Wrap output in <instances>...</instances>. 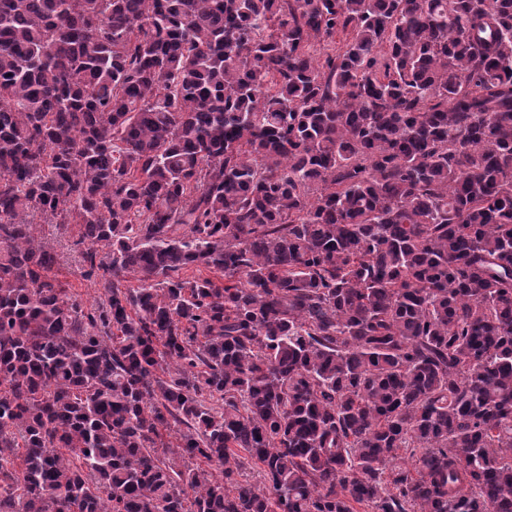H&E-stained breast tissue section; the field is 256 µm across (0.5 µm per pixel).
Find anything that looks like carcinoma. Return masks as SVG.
Listing matches in <instances>:
<instances>
[{
  "label": "carcinoma",
  "mask_w": 512,
  "mask_h": 512,
  "mask_svg": "<svg viewBox=\"0 0 512 512\" xmlns=\"http://www.w3.org/2000/svg\"><path fill=\"white\" fill-rule=\"evenodd\" d=\"M0 512H512V0H0ZM35 222L38 238L57 255L58 265L54 270L58 272L59 278L87 305L93 303L99 298L101 290L81 275V257L72 246L73 240L80 234L79 225L68 224L61 230L57 224L49 221L37 218Z\"/></svg>",
  "instance_id": "carcinoma-1"
}]
</instances>
